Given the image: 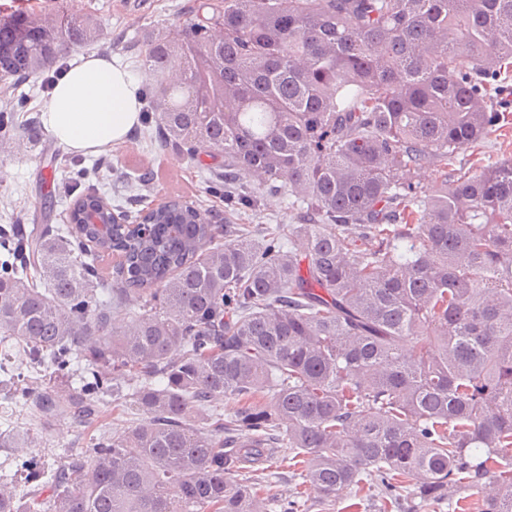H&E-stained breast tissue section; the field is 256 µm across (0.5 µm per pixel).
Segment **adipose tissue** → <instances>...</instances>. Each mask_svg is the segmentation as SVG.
<instances>
[{
    "label": "adipose tissue",
    "mask_w": 512,
    "mask_h": 512,
    "mask_svg": "<svg viewBox=\"0 0 512 512\" xmlns=\"http://www.w3.org/2000/svg\"><path fill=\"white\" fill-rule=\"evenodd\" d=\"M40 113L69 152L95 155L128 141L139 124V82L117 59L86 56L55 84Z\"/></svg>",
    "instance_id": "ef3b65f1"
}]
</instances>
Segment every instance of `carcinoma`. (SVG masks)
Segmentation results:
<instances>
[{
	"label": "carcinoma",
	"instance_id": "obj_1",
	"mask_svg": "<svg viewBox=\"0 0 512 512\" xmlns=\"http://www.w3.org/2000/svg\"><path fill=\"white\" fill-rule=\"evenodd\" d=\"M101 35L76 11L0 19V81ZM140 65L161 144L222 158L224 211L132 215L83 171L57 183L56 233L0 226V335L82 370L66 404L37 397L44 419L83 422L107 394L141 415L50 472L27 457L26 482L47 480L25 497L0 482V512H299L242 467L266 448L325 508L366 487L384 512L451 508L481 488L482 512H512V159L460 158L508 124L512 0H202ZM15 135L41 131L6 105L0 139ZM426 165L449 171L431 196ZM254 181L300 223H227L260 206ZM100 201L123 217L106 236L82 222ZM114 252L106 285L95 262ZM115 306L131 310L120 329Z\"/></svg>",
	"mask_w": 512,
	"mask_h": 512
}]
</instances>
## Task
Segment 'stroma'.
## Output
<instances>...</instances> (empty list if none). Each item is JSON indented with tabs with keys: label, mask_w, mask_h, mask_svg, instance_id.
Returning <instances> with one entry per match:
<instances>
[{
	"label": "stroma",
	"mask_w": 512,
	"mask_h": 512,
	"mask_svg": "<svg viewBox=\"0 0 512 512\" xmlns=\"http://www.w3.org/2000/svg\"><path fill=\"white\" fill-rule=\"evenodd\" d=\"M199 0H0V18L16 13L54 14L69 8L88 14L104 29V38L91 46V53L114 57L128 65L138 81L146 75L132 50L133 43L161 35L176 21L188 19ZM112 167L104 185L110 195L134 196L139 208H147L174 198L194 204L200 212L224 208L223 193L210 189L209 170L150 141L143 127H136L130 140L113 145L95 156H79L62 150L50 134H43L34 146L16 148L0 145V225L17 223L19 218L46 216L49 227H57L61 205L52 200L48 185L57 184L66 168ZM151 170L155 176L148 187L137 189L127 179ZM50 391L66 400L67 385L50 379L48 371L19 361L12 343H0V431H30L37 453L54 468L68 456L86 448L94 429L65 420L44 424L36 415L30 398L12 396L15 385Z\"/></svg>",
	"instance_id": "1"
}]
</instances>
